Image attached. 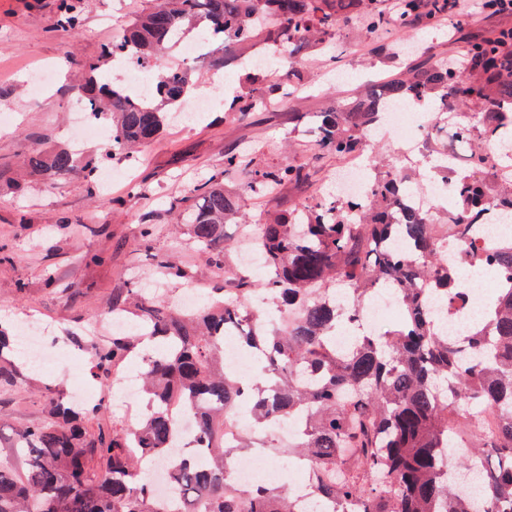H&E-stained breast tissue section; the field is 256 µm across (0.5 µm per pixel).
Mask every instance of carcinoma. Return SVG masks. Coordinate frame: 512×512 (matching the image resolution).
I'll return each instance as SVG.
<instances>
[{
    "instance_id": "cac0c4a2",
    "label": "carcinoma",
    "mask_w": 512,
    "mask_h": 512,
    "mask_svg": "<svg viewBox=\"0 0 512 512\" xmlns=\"http://www.w3.org/2000/svg\"><path fill=\"white\" fill-rule=\"evenodd\" d=\"M79 0H58L55 28L76 31ZM455 12L454 0H163L138 14L122 37L81 63L85 78L73 87L76 103L112 121V156L135 158L153 142L194 83L191 66H168L158 55L196 29L217 42L211 57L242 47L288 49V86L301 74L293 66L300 48L318 52L333 70L341 59L333 35L354 25L366 39L401 34L414 25L430 28ZM128 42L150 65L155 91L138 99L95 74L112 65ZM465 65L453 71L439 63L409 69L379 90L328 104L309 130L311 159H342L367 150L365 131L380 119L382 99L434 106L437 112L473 106L477 125L464 123L458 136L473 147L472 171L455 180L450 198L454 223L435 213L395 211L411 178L391 168L371 179L366 204L328 195L312 205L273 213L257 225L267 275L252 281L238 273L224 298L208 297L192 313L158 299L141 298L131 312L144 330L114 335L91 345L96 368L117 370L131 356L144 361L147 395L143 421L134 429L94 435L83 412L60 397L50 399L53 421L18 430L13 447L26 460L25 479L0 465V512H172L140 475V457L163 456L180 442L177 412L195 421V443L172 459L171 480L192 494L189 512H300L292 491L239 488L226 478L249 448L274 458H302L317 505L330 512H512V249L484 257L485 272L498 281L483 323L460 343L441 332L428 309L429 292L456 278L443 263L448 241L468 242L469 226L490 205L512 210V181L490 195L483 183L490 161L483 144L509 145L512 135V28L467 43ZM278 85L263 95L254 88L226 102L240 116L267 107ZM95 162L68 149L36 151L20 164L27 177L89 178ZM240 173L244 190L263 198L286 183H302L307 164L255 168L254 152L224 156V172L196 185L174 207L191 244L223 270L224 223L240 215L244 198L224 190V175ZM388 288L404 307L397 328L373 329L346 348L336 332L353 323L354 309ZM278 307L301 308L300 320L282 328L264 324L244 307L255 291ZM235 331L244 349L264 360L260 379L246 382L224 364V336ZM9 337L0 329V378L15 365ZM249 402L255 424L236 427L233 411ZM495 411L497 420L470 444L451 449L461 418ZM273 420L298 423L292 447L271 441Z\"/></svg>"
}]
</instances>
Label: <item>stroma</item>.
I'll return each instance as SVG.
<instances>
[{
	"mask_svg": "<svg viewBox=\"0 0 512 512\" xmlns=\"http://www.w3.org/2000/svg\"><path fill=\"white\" fill-rule=\"evenodd\" d=\"M155 0H80L78 31L55 30L57 0H0V325L16 330L25 320L54 328L62 341L44 368H31L17 355L21 370L0 381V460L24 474L22 457L12 448L14 431L48 422L51 391L71 396L81 388L100 398L99 414L88 424L92 433L137 425L138 411L124 405L116 383L101 377L84 344L89 322L115 306L134 307L132 288L168 257L188 266L191 284L203 292L222 286L223 271L208 264L176 227L169 204L201 180L224 167V157L245 144H263L258 167L302 162L308 135L296 124L298 112L313 115L339 98L358 93L372 80L403 73L411 66L444 63L458 57L462 45L502 26L512 15L474 13L461 29L444 24L415 33L417 47L407 51L394 40H368L353 27L341 26L335 41L342 46V71L327 70L321 57L304 51L296 67L303 84L287 100H273L263 110L239 120L224 108L239 91L246 74L232 63L210 70L191 88L187 102L209 103L194 121L175 123L143 151L141 160L112 161L119 177L106 184L81 176L65 180L33 178L16 184L21 158L36 150L75 147L80 157L101 153L87 139L71 143L65 129L73 111L69 86L74 60L96 57L115 40L135 15ZM53 66L52 87L32 91L34 70ZM342 162L328 157L312 164L308 179L277 189L271 198L249 200L253 224L271 211L285 212L335 193L328 172ZM137 182L142 193L133 194ZM156 234L143 238L145 225Z\"/></svg>",
	"mask_w": 512,
	"mask_h": 512,
	"instance_id": "stroma-1",
	"label": "stroma"
}]
</instances>
